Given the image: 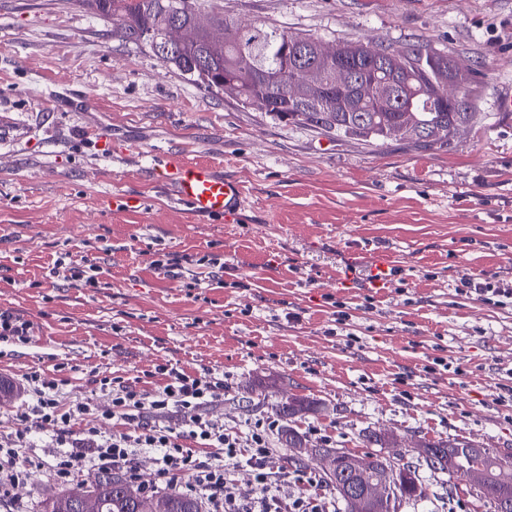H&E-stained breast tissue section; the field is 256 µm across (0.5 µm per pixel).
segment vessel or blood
I'll use <instances>...</instances> for the list:
<instances>
[{
	"mask_svg": "<svg viewBox=\"0 0 512 512\" xmlns=\"http://www.w3.org/2000/svg\"><path fill=\"white\" fill-rule=\"evenodd\" d=\"M162 182L170 185L182 204L201 214H233L246 192L236 179L221 177L204 163H188L168 155L157 165Z\"/></svg>",
	"mask_w": 512,
	"mask_h": 512,
	"instance_id": "1",
	"label": "vessel or blood"
}]
</instances>
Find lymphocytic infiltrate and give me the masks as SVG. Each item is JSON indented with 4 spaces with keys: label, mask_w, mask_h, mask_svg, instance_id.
I'll use <instances>...</instances> for the list:
<instances>
[{
    "label": "lymphocytic infiltrate",
    "mask_w": 512,
    "mask_h": 512,
    "mask_svg": "<svg viewBox=\"0 0 512 512\" xmlns=\"http://www.w3.org/2000/svg\"><path fill=\"white\" fill-rule=\"evenodd\" d=\"M195 264V269L183 270L181 260L166 253L152 262L164 277L188 282L193 288L206 280L222 283L223 255H206ZM457 291L489 305L512 306V280L465 274ZM155 373L162 382L149 395L109 377L100 379L101 388L111 393L110 417L125 424L124 430L107 433L77 426L94 413L92 402L63 404V380L37 370L28 372L22 381L26 398L15 418L16 428L10 437L0 438V503L8 502L11 488L42 464L28 426L34 418L51 428L50 439L56 447L51 471L61 482L70 481L83 467L132 473L140 456L150 453L167 485L200 499L205 512H323L302 498L284 505L283 477L271 467L274 421L255 420L241 437L208 417L207 407L224 394L222 370L191 373L169 363L157 366ZM170 414L178 416V423L165 424ZM203 449L210 455L202 460L198 453ZM244 466L252 469L257 488L249 500L238 498L232 488L236 471Z\"/></svg>",
    "instance_id": "f902f5d3"
}]
</instances>
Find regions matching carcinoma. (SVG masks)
Instances as JSON below:
<instances>
[{
	"mask_svg": "<svg viewBox=\"0 0 512 512\" xmlns=\"http://www.w3.org/2000/svg\"><path fill=\"white\" fill-rule=\"evenodd\" d=\"M103 18L112 19V37L138 46L162 40L175 22L192 29L189 40L174 47L170 55L158 58L196 85L211 93L224 91V83L239 89V103L262 112L275 121L312 127L333 137H349L367 144L401 140L418 146L446 147L454 135L478 122L477 99L469 79L456 85L448 96V81L456 79L448 55L427 44H406L399 48L379 46L371 51L361 42H345L350 50L344 59L353 79L336 83V60L316 59L308 66L297 64L293 39L297 34L275 24L257 26L231 22L216 6L197 0H84ZM205 12L214 29L224 31L215 41L210 32L195 28V18ZM287 84L303 87L304 97L296 100L281 90ZM376 443L364 439L374 473L384 472ZM429 448H446L444 464L432 473L448 479L464 477L465 466L478 457L486 471L485 484L477 494L492 512L508 506L512 512V466H504L499 450L477 447L467 441H428ZM142 492L118 471L96 472L88 481H78L53 500L43 499L38 512H75L72 503L92 489L103 501V512H136L137 503L125 490ZM168 512H200L198 500L174 490L162 492ZM427 498L416 470L406 472L401 482L400 501L415 504Z\"/></svg>",
	"mask_w": 512,
	"mask_h": 512,
	"instance_id": "cac0c4a2",
	"label": "carcinoma"
}]
</instances>
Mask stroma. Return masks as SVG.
<instances>
[{"mask_svg":"<svg viewBox=\"0 0 512 512\" xmlns=\"http://www.w3.org/2000/svg\"><path fill=\"white\" fill-rule=\"evenodd\" d=\"M216 2L326 42L428 44L472 72L482 119L445 148L331 138L205 92L80 0H0V309L34 326L32 343H0V435L31 370L63 365L65 401L107 406L95 376L149 393L148 371L172 363L223 370L207 413L229 430L272 417L251 389L273 373L321 403L297 424L314 446L359 452L364 432L391 428L512 451L498 399L512 308L456 290L465 274L512 277V0ZM174 152L244 183L235 217L177 202L152 171ZM379 250L401 277L372 286L365 258ZM159 252L223 255V286L155 274ZM65 253L106 258L105 287L49 277ZM339 302L351 320L337 334ZM418 475L428 496L400 512H486L467 484L450 496ZM60 487L33 470L19 512Z\"/></svg>","mask_w":512,"mask_h":512,"instance_id":"obj_1","label":"stroma"}]
</instances>
